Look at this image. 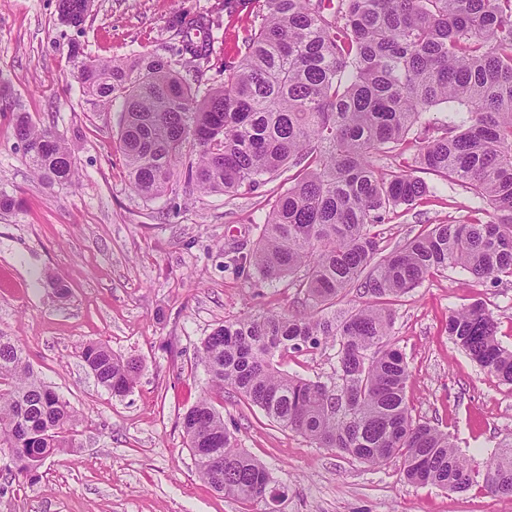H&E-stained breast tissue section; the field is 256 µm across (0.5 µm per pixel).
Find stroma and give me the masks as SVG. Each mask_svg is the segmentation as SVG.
Masks as SVG:
<instances>
[{
    "label": "stroma",
    "mask_w": 512,
    "mask_h": 512,
    "mask_svg": "<svg viewBox=\"0 0 512 512\" xmlns=\"http://www.w3.org/2000/svg\"><path fill=\"white\" fill-rule=\"evenodd\" d=\"M252 9L250 0H94L79 33L60 24L57 0H0V78L10 93V111L0 114V195L18 201L0 208V332L19 339L34 371L79 415L75 448L48 456L36 480H14L11 457L0 451V512H248L211 489L186 446L181 418L205 391L239 448L279 484L276 512H512V498L481 485L457 493L409 483L398 466L316 447L232 389L209 390L198 350L213 328L247 312L301 308L287 282H256L232 261L250 253L289 174L233 196L180 184L159 198L138 194L118 150L122 107L88 111L68 43L101 58L151 51L207 89L223 84L225 63L243 51ZM200 14L217 25L207 65L177 52V20ZM16 112L64 136L75 185L35 176L13 134ZM423 179L434 194L384 225L386 248L427 224L474 219L469 189L430 173ZM476 301L512 349V278L479 282L458 268L396 302L394 338L410 369L413 416L448 431L481 476L512 435V384L483 371L448 335L449 314ZM90 342L141 361L129 393L96 384L80 358ZM283 368L327 382L336 354L295 352Z\"/></svg>",
    "instance_id": "35a3bbf8"
}]
</instances>
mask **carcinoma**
Masks as SVG:
<instances>
[{
  "label": "carcinoma",
  "instance_id": "cac0c4a2",
  "mask_svg": "<svg viewBox=\"0 0 512 512\" xmlns=\"http://www.w3.org/2000/svg\"><path fill=\"white\" fill-rule=\"evenodd\" d=\"M93 0H58L59 20L81 31ZM258 26L224 65V85L201 91L170 60L141 52L101 59L69 42L68 57L94 112L123 102L119 151L132 187L161 197L182 180L230 195L298 171L280 188L245 258L259 282L293 278L306 311L248 313L203 340L208 384L232 388L285 429L371 465H401L414 484L463 492L471 469L446 431L413 418L409 365L392 337L394 302L429 276L460 268L477 280L512 277V0H256ZM179 51L208 59L210 42L180 23ZM464 107L430 125L443 103ZM432 126L422 138L418 129ZM34 172L67 185L76 167L66 140L13 116ZM411 161L403 160L408 146ZM392 158L395 163L384 164ZM469 188L488 220L434 224L384 253L378 227L430 192L419 171ZM362 305L336 312L351 290ZM448 336L487 373L512 384V350L476 301L448 317ZM336 349L329 383L281 369L290 352ZM97 384L133 387L140 365L89 343ZM70 402L36 375L16 339L0 333V448L14 477L32 480L47 454L75 444ZM199 475L245 503L266 501L276 481L238 448L224 416L202 396L182 416ZM224 458L216 472L210 455ZM483 488L512 498V436L489 461Z\"/></svg>",
  "mask_w": 512,
  "mask_h": 512
}]
</instances>
